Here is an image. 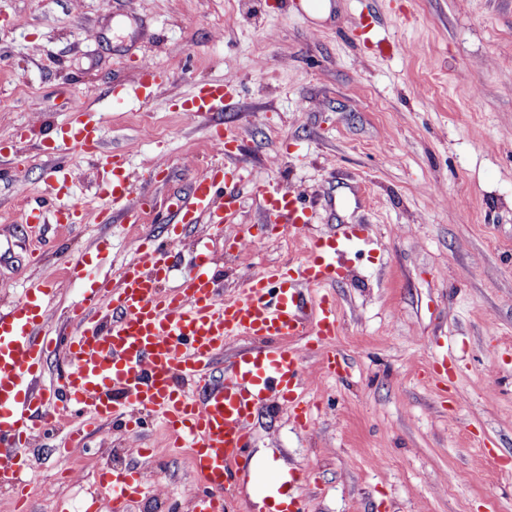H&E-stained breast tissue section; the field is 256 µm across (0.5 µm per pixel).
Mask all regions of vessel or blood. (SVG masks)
<instances>
[{"label": "vessel or blood", "instance_id": "vessel-or-blood-1", "mask_svg": "<svg viewBox=\"0 0 512 512\" xmlns=\"http://www.w3.org/2000/svg\"><path fill=\"white\" fill-rule=\"evenodd\" d=\"M165 79L158 68L142 65L133 89L114 88L112 97L151 96ZM226 100L223 83H200L181 110L194 119L223 111ZM67 110L68 124L48 138V152L59 159L48 172V186L56 192L67 189L69 172L60 159L80 151L96 158L104 172L99 185L103 205L91 213L72 203L49 215L34 207L27 214L32 224L48 218L61 226L104 222L113 205L129 197L124 155L101 154L98 129L84 104L70 100ZM237 180L236 170L227 167L196 176L172 203L171 231L204 221L223 232L237 212ZM260 208L266 223L289 225L305 237L306 255L296 267L253 277L232 296H224L212 272L208 246L200 247L193 271L172 288L166 256L145 241L118 282L103 280L84 294L69 314L68 333L51 331V291L42 286L0 310V482L32 474L28 450L35 435L72 410L119 423L129 433L139 432L151 417L194 450L193 464L206 488L195 497L192 512H224L226 492L247 473L231 464L250 448L252 422L261 405L276 402L302 428L313 425L310 407L298 398L307 351H321L333 375L343 374L347 361L334 348L339 334L335 302L324 298L312 304L305 289L336 281L344 254L338 243L353 240L358 232L344 225L333 238L308 236L306 207L286 193L261 191ZM238 336L257 340V347L235 355L223 375L215 376V358ZM295 338L303 340V347L292 346ZM52 350L66 358L61 392L53 397L44 385V357ZM259 476V512H307L304 473L267 467ZM100 479L112 488V512H128L143 490L135 468L105 472Z\"/></svg>", "mask_w": 512, "mask_h": 512}]
</instances>
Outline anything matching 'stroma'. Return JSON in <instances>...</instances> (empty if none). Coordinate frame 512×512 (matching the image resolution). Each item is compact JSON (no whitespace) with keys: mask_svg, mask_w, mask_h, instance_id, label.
Instances as JSON below:
<instances>
[{"mask_svg":"<svg viewBox=\"0 0 512 512\" xmlns=\"http://www.w3.org/2000/svg\"><path fill=\"white\" fill-rule=\"evenodd\" d=\"M284 2L0 0V143L13 148L0 158V308L30 285L57 289L51 317L64 330L83 289L119 277L142 236L187 274L209 227L169 236L167 201L205 168L234 165L231 231L250 244L215 245L225 294L304 251L287 225L262 222L259 183L305 201L312 234L348 224L380 245L308 287L312 302L335 301L351 367L331 376L308 353L301 398L315 429L259 409L253 462L305 472L309 512H512V0ZM144 63L167 81L150 99L115 103L113 85L134 84ZM204 81L223 82L227 106L189 120L180 106ZM76 97L101 153L125 155L131 203L151 201L137 222L27 221L50 193L44 137ZM215 121L236 138L230 153L210 141ZM63 162L74 199L97 208V163L78 151ZM78 255L86 275L66 282ZM81 422L36 436L42 480L0 484V512H74L93 492L111 512L97 474L136 463L140 446L151 451L150 512H191L203 482L190 449L166 445L153 421L135 437L94 424L69 446Z\"/></svg>","mask_w":512,"mask_h":512,"instance_id":"stroma-1","label":"stroma"}]
</instances>
